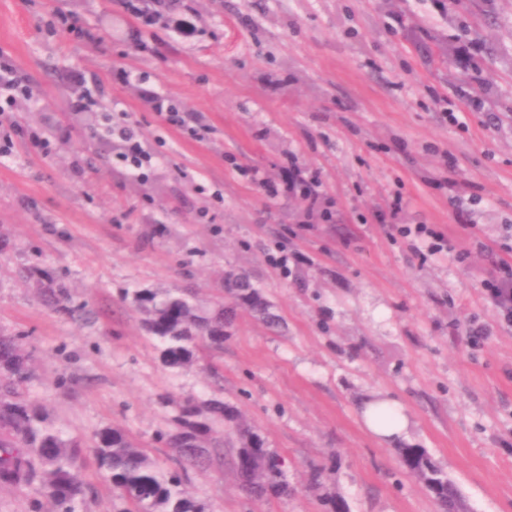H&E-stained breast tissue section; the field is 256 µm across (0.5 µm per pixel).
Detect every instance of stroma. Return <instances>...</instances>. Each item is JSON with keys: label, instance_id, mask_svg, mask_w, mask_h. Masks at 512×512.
I'll return each instance as SVG.
<instances>
[{"label": "stroma", "instance_id": "1", "mask_svg": "<svg viewBox=\"0 0 512 512\" xmlns=\"http://www.w3.org/2000/svg\"><path fill=\"white\" fill-rule=\"evenodd\" d=\"M190 3L192 37L140 31L118 0H0V50L33 93L15 118L55 138L51 157L19 137L0 160V330L32 352L30 399L71 437L123 429L164 469L175 462L155 439L172 416L161 397L231 401L288 458L296 492L248 499L214 448L185 483L206 512H322L316 466L352 512H435L399 465L406 443L428 449L465 512H512V328L481 287L495 259L474 249L512 245V0ZM59 11L99 41L49 35ZM119 68L199 116L204 140L168 129L113 80ZM82 87L94 110L72 108ZM452 102L464 126L448 122ZM119 111L156 156L146 176L90 132ZM292 155L317 174L328 219L251 182L248 169L275 180ZM398 197L401 223L432 225L449 250L391 236L377 215ZM293 252L307 263L275 264ZM25 267L65 282L80 313L44 304ZM231 272L264 288L286 329L239 311L223 350L170 372L121 292L188 288L207 307ZM480 325L489 338L474 351L464 331ZM371 396L403 407L406 438L367 428ZM77 475L82 512H124L91 448Z\"/></svg>", "mask_w": 512, "mask_h": 512}]
</instances>
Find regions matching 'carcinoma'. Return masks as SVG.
<instances>
[{"instance_id":"1","label":"carcinoma","mask_w":512,"mask_h":512,"mask_svg":"<svg viewBox=\"0 0 512 512\" xmlns=\"http://www.w3.org/2000/svg\"><path fill=\"white\" fill-rule=\"evenodd\" d=\"M39 295L49 306L76 311L67 286L54 279L37 281ZM225 299L201 310L186 294L163 298L149 290L124 293L144 314L142 328L159 350L161 364L173 373L193 365L203 350L219 351L240 307L249 309L269 327L278 328L281 320L263 291L243 276L224 278ZM31 351L20 334L0 331V484L14 487L39 482L41 498L31 504V512H42L43 502L54 512H78L87 488L74 467L83 441L66 438L54 428L44 412L27 398L32 379ZM161 404L173 410L171 428L157 440L171 448L176 463L204 457L219 442L231 448V463L242 493L255 500L287 497L285 459L265 447L263 437L238 409L216 397L187 398ZM98 467L128 504L125 512H205L204 506L184 488L180 473L159 468L139 444L118 427H105L90 438ZM401 467L414 475L431 495L437 512H462V496L454 481L425 448L404 446L398 449ZM323 512H351L348 501L338 491L320 495Z\"/></svg>"}]
</instances>
